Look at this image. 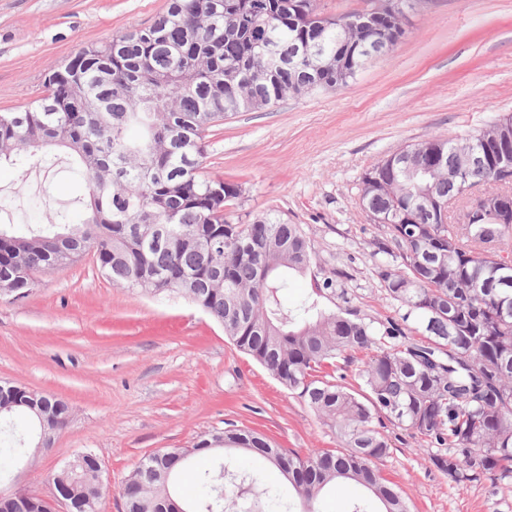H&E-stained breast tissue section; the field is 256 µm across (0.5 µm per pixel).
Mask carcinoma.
Returning <instances> with one entry per match:
<instances>
[{"label": "carcinoma", "instance_id": "1", "mask_svg": "<svg viewBox=\"0 0 512 512\" xmlns=\"http://www.w3.org/2000/svg\"><path fill=\"white\" fill-rule=\"evenodd\" d=\"M407 0H368L362 10L328 16L317 0H168L153 23L77 50L66 65L88 95L107 107L88 112L70 86L44 80L46 94L0 112V164L24 165L47 146L74 159L89 186L88 215L71 224H0V284L24 296L34 274L92 255L112 284L157 300L187 297L241 352L298 395L340 448L300 453L265 437L226 428L192 448L144 456L125 477L126 512H320L325 490L367 491L349 512H410L402 490L378 464L390 442L383 416L437 449L431 460L453 488L490 479L512 485V226L492 217L450 224L448 200L463 195L470 156L501 136L495 120L462 140L431 137L384 158L362 177L366 212L384 220L374 254L400 319L363 318L326 309L316 255L299 224L262 213L242 221L230 205L242 186L204 174L205 138L229 115L267 110L292 96L347 86L363 67L372 33L400 26ZM178 69L180 86L156 74ZM374 177L377 188L368 187ZM314 278L313 295L294 309L283 300L292 275ZM355 353L367 361L355 390L328 370ZM62 430L71 407L54 395L0 382V420L29 427L26 441L0 439V481L21 461L35 462L42 425ZM216 451L199 470L194 505L178 501L176 465ZM239 454L237 465L223 454ZM48 480L64 482L73 512H97L98 454ZM278 468L290 494L266 484L252 462ZM8 512H45L14 493Z\"/></svg>", "mask_w": 512, "mask_h": 512}]
</instances>
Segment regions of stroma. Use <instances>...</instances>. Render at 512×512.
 I'll return each mask as SVG.
<instances>
[{"instance_id": "35a3bbf8", "label": "stroma", "mask_w": 512, "mask_h": 512, "mask_svg": "<svg viewBox=\"0 0 512 512\" xmlns=\"http://www.w3.org/2000/svg\"><path fill=\"white\" fill-rule=\"evenodd\" d=\"M167 0H0V111L43 95L44 77L79 48L149 26ZM404 34L347 86L239 112L212 128L205 174L241 184L240 214L301 225L323 276L325 307L395 315L380 288L373 241L382 230L358 202L363 174L429 137L458 139L512 115V0H411ZM49 149L34 165L0 166V204L18 224L81 219L88 187ZM20 299L0 298V381L62 397L67 426L37 466L9 483L51 496L47 472L94 449L109 491L99 512H125L124 477L159 448H190L234 424L303 453L338 447L295 394L238 351L191 300L159 301L112 285L92 258L39 272ZM380 468L412 512H512V487L449 486L428 451L385 424Z\"/></svg>"}]
</instances>
